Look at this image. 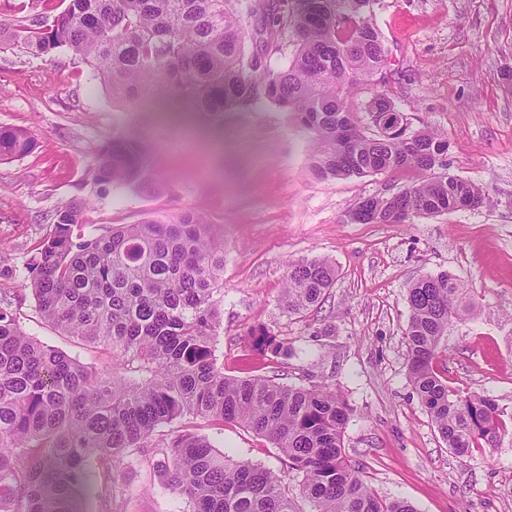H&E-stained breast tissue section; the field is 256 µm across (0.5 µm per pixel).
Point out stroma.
<instances>
[{"instance_id": "obj_1", "label": "stroma", "mask_w": 512, "mask_h": 512, "mask_svg": "<svg viewBox=\"0 0 512 512\" xmlns=\"http://www.w3.org/2000/svg\"><path fill=\"white\" fill-rule=\"evenodd\" d=\"M375 20L387 50L383 89L412 127L447 134L449 174L486 188L492 207L352 223L345 215L361 198L396 193L414 172L317 178L311 134L274 106L173 134L164 112L118 106L68 53L34 57L6 45L0 129L24 130L34 146L0 159V291L30 336L105 366L107 352L62 334L36 309L26 264L57 209L87 200L80 221L97 234L199 210L224 232L225 375L335 387L351 408L345 452L380 495L418 512H512V435L495 448L453 453L413 390L403 335L408 287L455 275L481 312L449 327L436 367L451 388L490 397L512 418V0H378ZM121 133L153 143L168 192L147 197L93 180L102 145ZM313 258L330 260L336 281L317 308L288 313V265ZM323 322L335 335H315ZM259 327L287 356L254 350L250 332ZM163 431L205 436L232 459L282 467L264 437L236 422L188 416ZM163 460L154 448L131 452L121 470L126 497H93L87 512H188L161 488Z\"/></svg>"}]
</instances>
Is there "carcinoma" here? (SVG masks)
<instances>
[{
    "instance_id": "1",
    "label": "carcinoma",
    "mask_w": 512,
    "mask_h": 512,
    "mask_svg": "<svg viewBox=\"0 0 512 512\" xmlns=\"http://www.w3.org/2000/svg\"><path fill=\"white\" fill-rule=\"evenodd\" d=\"M376 2L68 0L60 13L17 26L10 41L34 56L64 51L82 60L128 105L185 104L202 119L274 105L315 136L310 163L323 178L414 170L400 192L363 198L364 224L491 206L483 187L448 174L447 136L410 129L377 84L366 102L372 131L349 110L351 86L371 83L385 61ZM248 37L261 50L246 52ZM275 55L284 59L276 68ZM389 111L404 133L378 128ZM31 145L21 130L0 131L1 158ZM94 179L143 193L159 184L149 149L124 135L102 147ZM84 206L72 200L57 210L27 269L43 318L110 351L112 364L99 371L28 335L0 298V512H85L91 464L107 474L112 500L122 492L124 458L149 447L170 455L164 487L192 512H299L286 482L292 471L302 475L311 512H417L379 495L347 457L350 408L335 389L224 376V233L216 225L188 209L93 235L79 224ZM286 280L288 313L300 314L321 303L336 269L301 259ZM407 301L408 371L420 404L454 453L497 447L508 428L496 401L452 389L435 368L448 325L477 315L478 303L446 272L414 282ZM188 415L251 429L282 455L284 470L233 460L197 435L155 437Z\"/></svg>"
}]
</instances>
